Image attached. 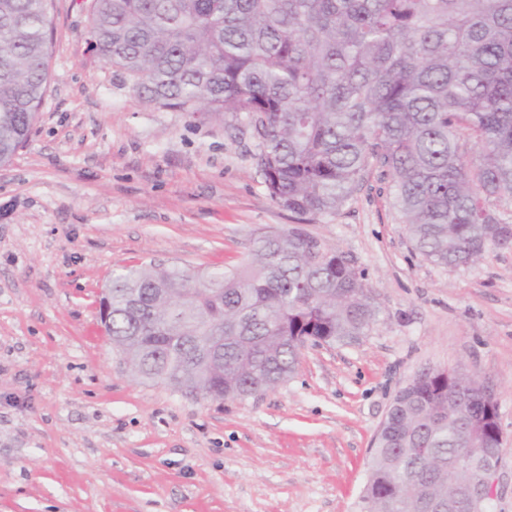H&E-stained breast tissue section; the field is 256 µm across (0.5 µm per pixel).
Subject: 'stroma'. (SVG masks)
Masks as SVG:
<instances>
[{
	"mask_svg": "<svg viewBox=\"0 0 512 512\" xmlns=\"http://www.w3.org/2000/svg\"><path fill=\"white\" fill-rule=\"evenodd\" d=\"M48 89L0 167V512H359L371 443L417 372L498 403L493 512H512V251L440 267L368 172L307 232L352 259L381 314L360 343L306 346L242 400L132 375L100 320L114 270L235 265L295 226L246 121L147 104L87 44L88 0H49Z\"/></svg>",
	"mask_w": 512,
	"mask_h": 512,
	"instance_id": "35a3bbf8",
	"label": "stroma"
}]
</instances>
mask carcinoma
Listing matches in <instances>:
<instances>
[{"label": "carcinoma", "mask_w": 512, "mask_h": 512, "mask_svg": "<svg viewBox=\"0 0 512 512\" xmlns=\"http://www.w3.org/2000/svg\"><path fill=\"white\" fill-rule=\"evenodd\" d=\"M47 0H0V164L29 138L49 77ZM92 46L137 97L244 117L271 199L312 223L374 168L414 249L441 266L512 250V0H93ZM352 260L300 226L234 267L112 273L104 317L138 378L245 399L306 344L378 322ZM494 440L438 371L413 382L374 451L360 512H486L455 468Z\"/></svg>", "instance_id": "1"}]
</instances>
